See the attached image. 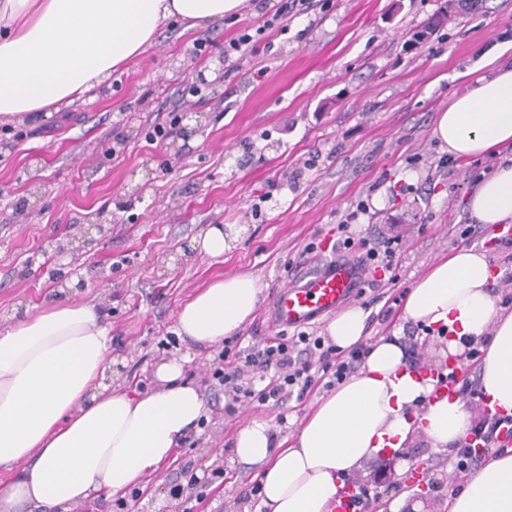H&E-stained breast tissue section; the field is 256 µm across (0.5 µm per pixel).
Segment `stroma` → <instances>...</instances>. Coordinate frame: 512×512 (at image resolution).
<instances>
[{
    "instance_id": "stroma-1",
    "label": "stroma",
    "mask_w": 512,
    "mask_h": 512,
    "mask_svg": "<svg viewBox=\"0 0 512 512\" xmlns=\"http://www.w3.org/2000/svg\"><path fill=\"white\" fill-rule=\"evenodd\" d=\"M281 2L286 31L254 39L237 64L225 61L224 43L257 24L259 0L204 28L164 24L94 101L0 123V328L35 305L88 302L112 326V361L130 388H153L158 364L184 356L187 379L204 391L205 424L176 463L145 477L132 512H174L169 487L179 463L199 473L223 467V484L203 491L205 512H253L244 487L260 467L234 459L237 431L261 418L276 442L293 441L325 394L318 386L280 411L225 416L223 393L205 389L216 349L164 343L199 288L256 277L262 300L240 333L274 335L275 294L336 263L337 226L363 200L369 209L357 233L394 224L403 234L390 287L408 292L460 248L459 233L473 222L468 198L485 166L499 161L450 159L432 130L490 53L512 60V0L478 9L467 0ZM199 39L208 45L198 55ZM172 111L180 116L173 133L147 143L146 128ZM399 182L408 193H395ZM210 224L242 229L223 257L192 247ZM361 301L365 345L416 332L397 309L378 320L375 290ZM454 459L422 438L390 454L389 462L424 461L430 471L422 496L398 480L388 492L393 512H448L465 483Z\"/></svg>"
}]
</instances>
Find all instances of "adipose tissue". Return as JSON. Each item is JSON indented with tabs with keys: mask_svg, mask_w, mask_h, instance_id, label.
<instances>
[{
	"mask_svg": "<svg viewBox=\"0 0 512 512\" xmlns=\"http://www.w3.org/2000/svg\"><path fill=\"white\" fill-rule=\"evenodd\" d=\"M245 0H0V122L51 115L94 100L113 71L141 54L171 18L205 27ZM433 135L449 154L474 159L512 150V64L492 65L440 113ZM477 223H512V157L483 174L469 198ZM484 253L462 247L411 287L401 317L447 327L450 355L486 338L483 395L512 414V313H499ZM257 278L237 274L200 289L176 313L175 332L207 348L234 335L257 309ZM351 306L328 323L337 346L365 335ZM112 335L94 305L63 300L0 331V512H70L117 496L173 460L205 413L185 362L155 369L153 390L107 383ZM431 380L410 368L398 339L372 347L359 371L323 397L294 441L275 447L268 422L237 433L233 452L261 464L254 512H332L345 477L384 448L425 437L454 449L470 426L461 398L431 400ZM448 512H512V452L493 455L451 500Z\"/></svg>",
	"mask_w": 512,
	"mask_h": 512,
	"instance_id": "1",
	"label": "adipose tissue"
}]
</instances>
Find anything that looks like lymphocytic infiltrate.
Listing matches in <instances>:
<instances>
[{
	"instance_id": "lymphocytic-infiltrate-1",
	"label": "lymphocytic infiltrate",
	"mask_w": 512,
	"mask_h": 512,
	"mask_svg": "<svg viewBox=\"0 0 512 512\" xmlns=\"http://www.w3.org/2000/svg\"><path fill=\"white\" fill-rule=\"evenodd\" d=\"M338 230L337 252L356 256L367 286L375 284L373 271L392 270L400 250V236L384 232L362 236L347 224L339 225ZM367 353L363 345L344 353L314 333L300 331L291 335L282 330L259 342L224 346L218 353L222 366L212 374L213 385L226 396L225 415L235 414L243 405L280 409L291 398H304L315 388L313 367H320L333 386L356 373ZM502 425V420L478 417L472 427L475 444L457 455L455 468L459 473H468L482 461L494 447Z\"/></svg>"
}]
</instances>
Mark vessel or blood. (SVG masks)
<instances>
[{"instance_id": "obj_1", "label": "vessel or blood", "mask_w": 512, "mask_h": 512, "mask_svg": "<svg viewBox=\"0 0 512 512\" xmlns=\"http://www.w3.org/2000/svg\"><path fill=\"white\" fill-rule=\"evenodd\" d=\"M358 275L354 265L338 262L311 274L303 284L283 287L272 306L276 326L295 329L337 312L353 298ZM461 369L459 362L446 361L422 370L420 376L432 379L431 396L442 399L457 395L455 379Z\"/></svg>"}]
</instances>
